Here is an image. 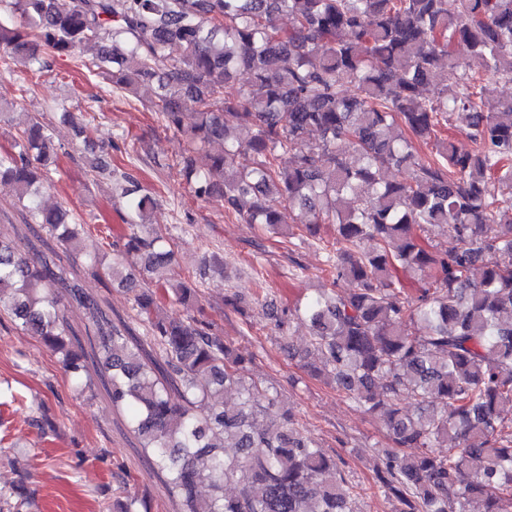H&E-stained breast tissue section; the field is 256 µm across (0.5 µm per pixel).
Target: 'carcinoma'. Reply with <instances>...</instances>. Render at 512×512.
<instances>
[{
	"mask_svg": "<svg viewBox=\"0 0 512 512\" xmlns=\"http://www.w3.org/2000/svg\"><path fill=\"white\" fill-rule=\"evenodd\" d=\"M33 33L0 23V49L40 62L39 48L75 57L135 94L158 79L152 107L185 142L183 175L199 198L278 233L274 198L309 214L299 236L336 226L332 287L296 307L309 322L311 372L385 422L392 447L372 470L400 512H512V99L485 76L512 82V0H17ZM288 15L282 28L277 18ZM458 43L470 50L463 65ZM183 48L173 58L169 50ZM248 81L224 88L239 70ZM354 84L347 96L341 86ZM433 85L439 96L421 97ZM470 115L472 152L440 136ZM248 130L245 138L235 130ZM435 153L422 158L417 144ZM55 154L48 127L29 121L0 148L24 227L56 244L32 255L0 235V313L58 355L79 379L89 358L112 407L151 450L178 512H353L336 459L294 427L290 410L248 377L246 358L218 328L189 314L200 285L175 270L172 239L148 222L149 189L118 181L130 213L106 263L83 250L86 225L37 201ZM404 173L390 180L385 172ZM429 225L447 245H424ZM133 292L141 332L115 323L61 255ZM430 267L412 297L399 271ZM353 284L349 291L337 287ZM84 310L91 356L65 315ZM233 392L232 402L224 395ZM416 404L406 412L400 397ZM438 448L448 449L440 455ZM233 493L225 491L227 486ZM21 480L0 489V512H30Z\"/></svg>",
	"mask_w": 512,
	"mask_h": 512,
	"instance_id": "carcinoma-1",
	"label": "carcinoma"
}]
</instances>
